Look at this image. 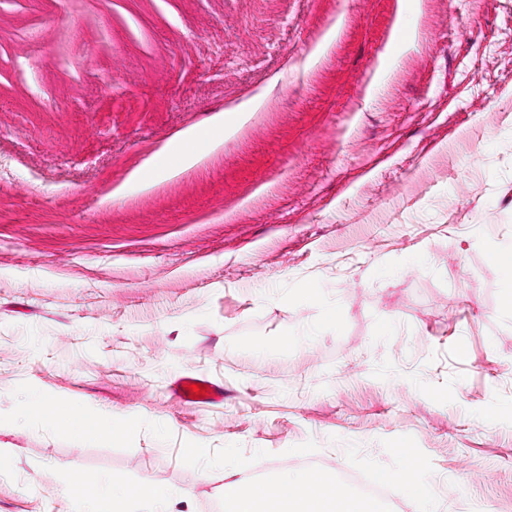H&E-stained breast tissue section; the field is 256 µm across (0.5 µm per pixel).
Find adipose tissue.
I'll list each match as a JSON object with an SVG mask.
<instances>
[{"label":"adipose tissue","mask_w":512,"mask_h":512,"mask_svg":"<svg viewBox=\"0 0 512 512\" xmlns=\"http://www.w3.org/2000/svg\"><path fill=\"white\" fill-rule=\"evenodd\" d=\"M224 118L216 116L208 128L185 131L173 149L174 163L155 165L150 177L133 176L131 185L145 189L151 182L190 169L224 140ZM33 408L56 429L77 435L107 434L118 438L120 427L88 417L76 406L60 400H36ZM81 512H168L174 492L149 481L129 483L97 477L77 485ZM224 512H381L378 500L355 491L337 489L335 480L305 470L287 473L269 481H250L233 475L224 477Z\"/></svg>","instance_id":"ef3b65f1"}]
</instances>
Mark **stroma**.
<instances>
[{"label": "stroma", "instance_id": "35a3bbf8", "mask_svg": "<svg viewBox=\"0 0 512 512\" xmlns=\"http://www.w3.org/2000/svg\"><path fill=\"white\" fill-rule=\"evenodd\" d=\"M508 247L512 0H0V512H79L61 469L222 512L230 471L408 457L430 496L385 512H512ZM231 127H224L223 115H217L207 129H190L185 131L172 151L175 158L173 164L161 163L154 166L150 178L134 175L131 178V187L145 189L152 182L159 179L170 178L177 173L190 169L201 162L204 155L217 147L224 140V132L227 133ZM192 384H200L205 388V395H191L189 386ZM171 392L183 405L191 408H203L224 400V386L206 376L181 377L174 382ZM33 410L42 418L47 419L54 429L65 430L77 435L110 434L112 439L123 435V429L111 426L105 420H96L88 417L84 411L76 406H65L58 399H38L33 404Z\"/></svg>", "mask_w": 512, "mask_h": 512}]
</instances>
